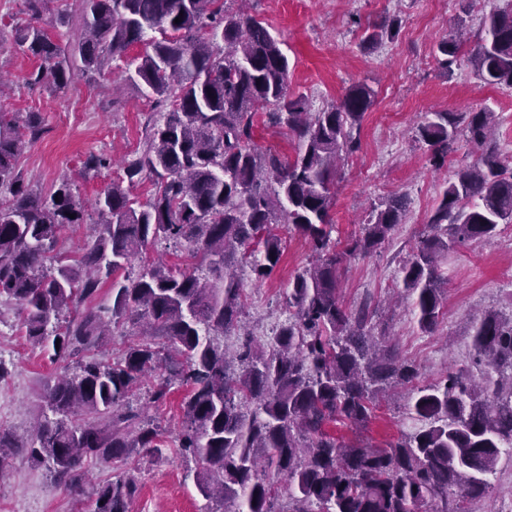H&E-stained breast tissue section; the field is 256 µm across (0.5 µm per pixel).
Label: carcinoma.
Here are the masks:
<instances>
[{
	"instance_id": "cac0c4a2",
	"label": "carcinoma",
	"mask_w": 512,
	"mask_h": 512,
	"mask_svg": "<svg viewBox=\"0 0 512 512\" xmlns=\"http://www.w3.org/2000/svg\"><path fill=\"white\" fill-rule=\"evenodd\" d=\"M43 2L26 0L31 22L16 29L15 43L44 64L34 80L47 72L61 88L70 66L47 30L33 24ZM85 3L80 70L100 71L149 41L129 79L157 96L162 110L124 176L132 183L151 175L156 190L139 203L123 180L112 182L95 203L94 242L75 264L51 268L60 229L82 223L83 206L66 182L46 196L23 185L19 120L0 114V192L11 195L0 204V298L18 306L27 341L53 349L61 369L22 449L74 493L83 492L91 465L161 457L165 430L130 402L157 374L155 402L175 384L188 387L177 448L200 464L194 481L202 495L233 503L232 512H469L490 489L502 454L512 453V317L489 311L474 323L480 377L460 369L414 387L405 411L416 425L397 441L346 443L328 430L337 421L366 426L379 395L418 377L414 364L372 333L368 306L349 311L338 296L344 255L377 251L408 209L406 196H390L373 207L345 253L336 251L329 208L339 163L359 149L375 91L358 83L312 110L306 95L290 93L280 41L257 17L231 11L227 0ZM482 26L485 36L467 52L461 34L441 39L437 60L448 69L466 55L485 84L512 87V11H493ZM370 28L364 49L394 39L400 19L385 16ZM259 116L267 126L288 127L297 141L294 159L256 145ZM494 122L482 108L430 112L416 127L415 140L436 167L461 134L479 153L443 186L427 231L401 267L425 333L443 314L441 259L512 224V173L499 160ZM280 223L313 243L316 261L290 283L288 320L274 343L259 346L245 332L230 356L215 336L239 327L244 293L231 267L253 244L252 269L268 276L283 255ZM163 242L189 243L204 275L154 258L134 277H115ZM104 275L112 277V305L66 319L70 306L97 294ZM121 320L143 330L112 362L98 348ZM79 411L91 421L73 424ZM138 490L136 477L119 476L96 490L90 512H130Z\"/></svg>"
}]
</instances>
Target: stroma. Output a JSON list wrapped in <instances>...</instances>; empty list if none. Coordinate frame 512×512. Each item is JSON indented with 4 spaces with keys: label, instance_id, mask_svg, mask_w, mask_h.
Here are the masks:
<instances>
[{
    "label": "stroma",
    "instance_id": "1",
    "mask_svg": "<svg viewBox=\"0 0 512 512\" xmlns=\"http://www.w3.org/2000/svg\"><path fill=\"white\" fill-rule=\"evenodd\" d=\"M512 0H250L252 15L263 19L290 59L289 89L309 97L314 108L341 97L356 83H367L376 99L360 130L361 146L350 155L336 179L329 209L331 234L338 249L360 235L371 206L390 194L407 195L405 219L376 252L345 258L339 268V296L349 309L368 306L376 331L385 332L400 354L412 361L419 383H431L448 370L472 365V323L488 309L512 314V225L480 242L456 246L441 270L448 280L443 316L434 332H421L413 320L411 301L400 274L402 264L425 230L445 181L472 164L477 156L466 140L441 168H434L413 138L429 112H469L490 108L498 129L499 157L512 170V87L489 86L468 61L451 69L435 59L436 44L463 26L478 32L485 10L506 8ZM82 0H45L38 21L65 52L82 36ZM385 14L402 21L395 40L365 51L360 43L369 22ZM24 0H0V78L12 85L0 95V113L19 117L36 112L37 134L17 171L33 191L48 194L68 182L86 211L82 224L64 225L56 252L74 256L94 240L96 199L113 179L122 176V160L141 153L148 127L157 117L156 101L128 79L129 64L145 50L131 47L124 59L99 72L78 73L67 87L51 79L30 84L39 59L14 43L17 26L29 22ZM308 241L296 233L283 237L280 263L266 278H256L250 265L238 266L244 288L243 320L255 342L273 344L288 318L286 295L294 276L313 261ZM0 362L9 375L0 379V428L17 441H28L41 397L57 366L50 351L32 346L19 327L15 304L0 308ZM405 396L384 402L363 429L337 425L343 440L362 439L376 446L397 440L411 428L404 414ZM0 480V512H88L91 493L76 495L56 485L46 467L19 453L5 459ZM196 464L178 449L157 459L135 456L126 463L90 469L92 485L119 473L138 476L140 491L131 512H212L213 502L198 491L191 474ZM471 512H512V458L502 457L492 489L474 502Z\"/></svg>",
    "mask_w": 512,
    "mask_h": 512
}]
</instances>
